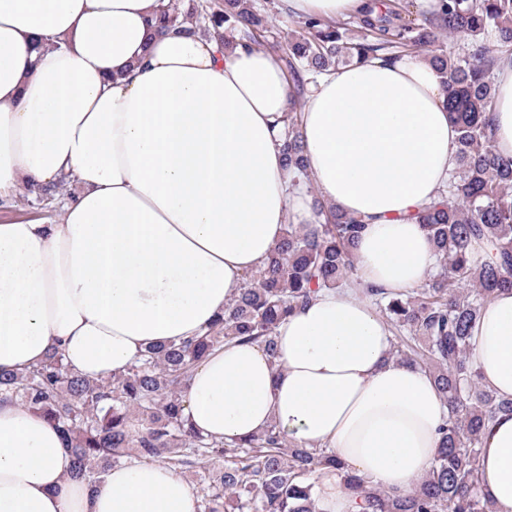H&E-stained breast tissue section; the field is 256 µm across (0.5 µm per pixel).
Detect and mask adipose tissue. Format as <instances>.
<instances>
[{"label":"adipose tissue","mask_w":512,"mask_h":512,"mask_svg":"<svg viewBox=\"0 0 512 512\" xmlns=\"http://www.w3.org/2000/svg\"><path fill=\"white\" fill-rule=\"evenodd\" d=\"M336 19L367 0H283ZM159 0H0V196L66 179L57 223H0V370L60 352L105 381L151 345L201 334L263 267L286 225L323 209L367 224L356 274L279 326L276 354L227 344L182 388L194 431L227 442L276 425L345 470L309 478L316 512H362L345 471L403 493L429 472L450 408L431 374L393 361L389 323L365 294L416 289L439 269L418 213L457 167L459 132L425 54L321 74L300 132L316 195L294 188L278 143L290 83L259 48L150 36ZM494 145L512 158V57L495 81ZM480 384L512 399V291L472 325ZM479 483L512 512V413L487 425ZM60 431L0 401V512H197L198 493L161 464L123 463L96 484L72 477Z\"/></svg>","instance_id":"1"}]
</instances>
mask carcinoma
<instances>
[{
  "label": "carcinoma",
  "instance_id": "cac0c4a2",
  "mask_svg": "<svg viewBox=\"0 0 512 512\" xmlns=\"http://www.w3.org/2000/svg\"><path fill=\"white\" fill-rule=\"evenodd\" d=\"M300 27L303 33L288 39L283 55L294 92L283 152L297 178H308L299 99L311 79L387 59L385 51L393 47L426 52L459 131L455 177L419 214L441 272L405 296L367 291L387 322L418 342L395 345L394 355L431 373L450 416L440 427L428 475L409 493L371 489L353 473L346 474L345 487L362 497L364 512H491L479 492L478 446L488 422L512 412V401L481 386L467 352L484 302L497 290H512V158L495 151L489 117L494 72L502 56H512V0H439V8L419 24L378 3L358 18L355 36L319 18H306ZM156 28L179 36L222 28L250 46L271 34L267 14L252 0H224L220 10L198 3L184 14L172 0H161ZM445 34L466 41V51L434 49ZM364 224L359 216L331 210L324 224L288 225L266 267L247 276L224 318L200 336L149 347L107 381L74 373L53 353L23 373L0 371V394L31 405L57 426L78 477L97 482L108 468L131 461L182 472L218 458L224 465L209 477L197 512H315L309 476L321 467H344L335 455L293 444L274 425L230 443L204 437L189 425L181 387L196 365L226 343H258L275 357L278 325L316 290L334 288L354 273L353 247ZM483 241L492 249L486 261L472 253L473 244Z\"/></svg>",
  "mask_w": 512,
  "mask_h": 512
}]
</instances>
